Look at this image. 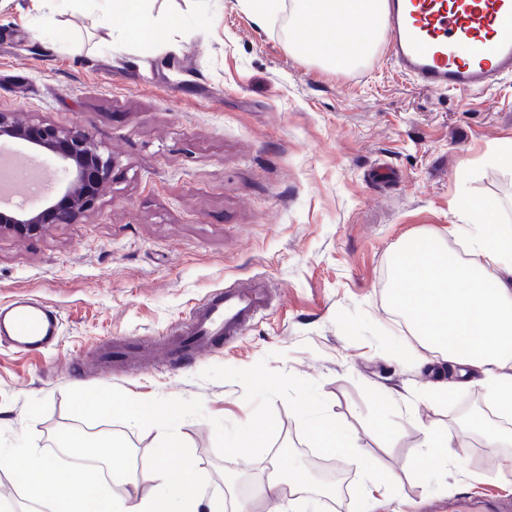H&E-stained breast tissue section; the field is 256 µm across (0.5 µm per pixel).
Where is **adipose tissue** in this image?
Here are the masks:
<instances>
[{
    "instance_id": "1",
    "label": "adipose tissue",
    "mask_w": 512,
    "mask_h": 512,
    "mask_svg": "<svg viewBox=\"0 0 512 512\" xmlns=\"http://www.w3.org/2000/svg\"><path fill=\"white\" fill-rule=\"evenodd\" d=\"M105 2L102 28L111 29L114 17L120 16L153 41L167 40L168 26L150 19L149 0ZM386 7L387 0H291L288 25L303 33L302 50L341 70L358 58L344 53L328 32L351 28L361 15L364 40L372 42L385 33ZM459 214L471 260L448 263L439 236L413 235L414 251L400 253L396 260L393 301L449 366L479 370L488 405L512 415V279L498 274L499 267H512V255L501 249L502 240H512V225L499 223L489 209L474 218L467 200L460 203ZM94 446L96 455L108 460L111 479L130 485L131 493L115 498L98 488L93 497L76 496L69 483L52 477L49 461L33 452L19 469L29 499L50 505L53 512H197L200 480L191 464L154 477L149 468H138L136 461L116 451L109 436H101ZM152 477L158 480L155 490L138 496L140 482Z\"/></svg>"
}]
</instances>
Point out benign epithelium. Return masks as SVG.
I'll return each instance as SVG.
<instances>
[{"mask_svg": "<svg viewBox=\"0 0 512 512\" xmlns=\"http://www.w3.org/2000/svg\"><path fill=\"white\" fill-rule=\"evenodd\" d=\"M0 133L49 152L67 175L62 189L47 199L43 210L21 215L1 209V233L25 239L40 233L45 224H74L95 207L111 162L102 158L87 128L18 124L14 117L1 112Z\"/></svg>", "mask_w": 512, "mask_h": 512, "instance_id": "benign-epithelium-1", "label": "benign epithelium"}]
</instances>
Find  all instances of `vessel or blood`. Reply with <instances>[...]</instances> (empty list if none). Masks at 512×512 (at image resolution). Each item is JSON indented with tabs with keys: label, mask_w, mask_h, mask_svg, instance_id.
Listing matches in <instances>:
<instances>
[{
	"label": "vessel or blood",
	"mask_w": 512,
	"mask_h": 512,
	"mask_svg": "<svg viewBox=\"0 0 512 512\" xmlns=\"http://www.w3.org/2000/svg\"><path fill=\"white\" fill-rule=\"evenodd\" d=\"M387 25L392 61L430 91H483L512 77V0H388ZM269 306L262 282L217 290L191 310L164 354L173 361L234 343ZM60 327L57 312L34 297L17 295L0 304V342L17 350L52 347ZM139 351V343L126 337L103 349L115 363L133 360Z\"/></svg>",
	"instance_id": "b4317fda"
}]
</instances>
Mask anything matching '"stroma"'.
I'll return each instance as SVG.
<instances>
[{"label":"stroma","instance_id":"obj_1","mask_svg":"<svg viewBox=\"0 0 512 512\" xmlns=\"http://www.w3.org/2000/svg\"><path fill=\"white\" fill-rule=\"evenodd\" d=\"M168 43L110 33L92 0L52 14L29 0H0V112L24 122L84 126L112 162L94 209L75 224H48L31 239L0 234V303L25 293L61 315L59 343L43 354L0 347V488L28 512L12 469L33 450L78 484L54 449L70 431L65 393L111 386L138 400L199 398L205 418L177 433L207 479L205 498L235 512L271 466L314 469L300 423L276 400L271 448L225 458L211 418L246 423L252 407L234 381L201 379L212 366L271 369L317 382L330 415L395 482L373 512H446L449 502L512 494L498 474L512 446L458 430L460 400L484 401L480 375L448 374L440 354L410 330L392 302L394 257L406 236L428 231L449 250L461 198L494 206L512 224V169L489 157L512 140V77L484 92H432L386 61L387 43L347 70L288 46L287 15L258 28L241 0H155ZM269 280L279 300L236 343L178 365L138 373L95 369L117 337L155 344L209 293ZM127 456L160 440L107 420ZM459 446L442 469L419 464L426 429ZM328 504L317 493L253 502L252 512H353L359 465Z\"/></svg>","mask_w":512,"mask_h":512}]
</instances>
